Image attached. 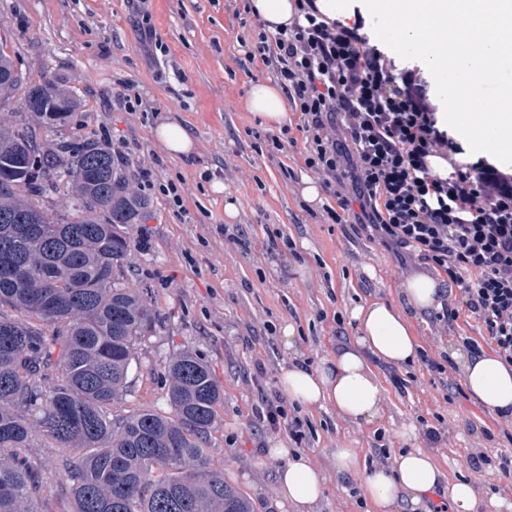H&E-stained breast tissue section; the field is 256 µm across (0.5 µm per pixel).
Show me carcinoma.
Listing matches in <instances>:
<instances>
[{
    "label": "carcinoma",
    "instance_id": "carcinoma-1",
    "mask_svg": "<svg viewBox=\"0 0 512 512\" xmlns=\"http://www.w3.org/2000/svg\"><path fill=\"white\" fill-rule=\"evenodd\" d=\"M24 107L56 131L77 100L49 77ZM62 187L65 212L39 204ZM147 208L110 147L46 148L0 124V512H52L25 454L37 434L58 451L73 512H253L208 454L223 391L192 351L163 365L170 413L114 412L153 322L148 295L124 283ZM28 215L37 236L12 222Z\"/></svg>",
    "mask_w": 512,
    "mask_h": 512
}]
</instances>
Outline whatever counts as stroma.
<instances>
[{
	"label": "stroma",
	"mask_w": 512,
	"mask_h": 512,
	"mask_svg": "<svg viewBox=\"0 0 512 512\" xmlns=\"http://www.w3.org/2000/svg\"><path fill=\"white\" fill-rule=\"evenodd\" d=\"M147 26L157 44L142 42ZM246 34L225 0H0V49L24 77L0 120L34 123L22 107L27 86L48 74L62 79L79 107L49 143L90 137L108 144L148 202L127 285L149 294L158 321L136 348L132 391L116 413L169 412L161 366L169 355L191 350L214 370L224 393L209 443L213 462L254 512H294L277 487L282 462L267 451L295 445L287 433L263 429L257 418L263 399L281 398V369L301 362L319 367L354 340L355 306L401 305V284L421 268L402 267L350 228L315 222L312 212L333 198L324 191L318 202H305L309 172L299 148L279 163L261 155L251 132L266 125L247 99L251 85L268 74L258 62L239 65L238 40ZM134 93L142 104L131 112L123 97ZM170 120L189 128L190 157H171L154 139L156 124ZM146 164L156 181L175 182L182 206L159 190L141 189ZM286 167L294 178L283 176ZM229 202L236 217L224 211ZM278 232L292 238L293 251L267 249L269 235ZM288 323L296 336L291 351L280 341ZM413 331L431 357L463 348L434 320H414ZM377 373L388 402L378 421L351 422L329 407L298 411L313 426L301 452L325 478L314 512H373L361 478L337 472L334 451L356 449L368 467L381 439L394 453L430 448L448 480L467 478L480 496L512 504V474L500 467L502 459L512 460V425L456 392L461 369L437 374L417 361ZM397 378L402 387L394 386ZM426 424L444 428L432 448L422 435ZM477 450L491 460L478 472L467 463Z\"/></svg>",
	"instance_id": "1"
}]
</instances>
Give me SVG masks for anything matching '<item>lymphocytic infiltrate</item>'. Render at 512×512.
I'll list each match as a JSON object with an SVG mask.
<instances>
[{
  "instance_id": "f902f5d3",
  "label": "lymphocytic infiltrate",
  "mask_w": 512,
  "mask_h": 512,
  "mask_svg": "<svg viewBox=\"0 0 512 512\" xmlns=\"http://www.w3.org/2000/svg\"><path fill=\"white\" fill-rule=\"evenodd\" d=\"M288 27L251 25L248 61H261L298 112L295 131L267 136L269 159L302 146L306 167L334 199L327 224L353 217L352 229L417 259L458 289L435 316L447 331L460 317L480 323L485 342L465 338L471 354L491 349L512 366V167L480 157L462 164V147L441 129L439 107L422 70L400 66L366 31V20L329 19L317 0H296ZM448 164L434 174L430 158ZM268 432L309 438L308 420L267 402Z\"/></svg>"
}]
</instances>
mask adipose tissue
I'll return each instance as SVG.
<instances>
[{
  "label": "adipose tissue",
  "instance_id": "obj_1",
  "mask_svg": "<svg viewBox=\"0 0 512 512\" xmlns=\"http://www.w3.org/2000/svg\"><path fill=\"white\" fill-rule=\"evenodd\" d=\"M248 106L271 125L287 117L286 97L279 86L268 82L251 86ZM401 293L404 304L400 307L385 301L356 306L351 313L359 326L354 342L339 348L335 358L318 369L299 365L283 369L278 379L281 392L303 406L334 407L341 418L356 423L383 418L387 399L375 366H399L417 359L419 344L410 318L440 310L445 285L441 279L421 274L408 279ZM463 369L472 400L494 411L512 412V367L485 353L467 358ZM269 454L286 461L277 473L281 497L296 512H311L324 495L321 472L304 455L289 449L273 448ZM335 458L338 471L363 473L375 512H395L399 507L405 512H423L426 495L443 485L448 488V512H498L505 504L498 496L482 500L467 479L446 482L432 454L420 448L400 452L365 473L354 449H336Z\"/></svg>",
  "mask_w": 512,
  "mask_h": 512
}]
</instances>
